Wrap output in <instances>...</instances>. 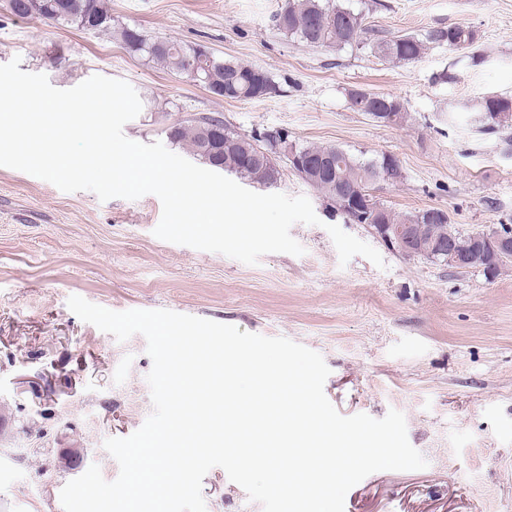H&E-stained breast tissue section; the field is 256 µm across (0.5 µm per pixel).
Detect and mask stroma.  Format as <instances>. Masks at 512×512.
<instances>
[{"label": "stroma", "mask_w": 512, "mask_h": 512, "mask_svg": "<svg viewBox=\"0 0 512 512\" xmlns=\"http://www.w3.org/2000/svg\"><path fill=\"white\" fill-rule=\"evenodd\" d=\"M345 2L364 10L372 36L464 23L478 40L460 50L433 44L398 63L284 37L273 17L286 0H109L116 23L263 67L277 93L218 99L109 35L1 6L0 64L20 58L21 70L59 89L93 75L128 82L142 111L123 132L141 143L216 113L246 134L284 128L299 144L387 152L404 178L372 185L384 206L442 209L465 234L512 228V160L469 115L448 117L487 95L512 96V0ZM356 88L403 101L406 122L355 111L347 93ZM279 170L277 192L306 196L320 223L292 227L304 255L271 253L250 266L157 238L155 195L103 202L0 166V512H63V486L94 463L115 479L104 440L130 436L152 411L145 338L121 343L80 320L67 306L73 295L118 312L167 309L287 337L323 356L324 392L342 415L401 411L427 467L369 475L348 492L345 512H512V266L491 277L400 255L368 225L331 213L287 160ZM330 225L374 247L383 266L362 256L340 265ZM66 448L82 449V466L60 468ZM202 490L207 512H263L221 468Z\"/></svg>", "instance_id": "stroma-1"}]
</instances>
